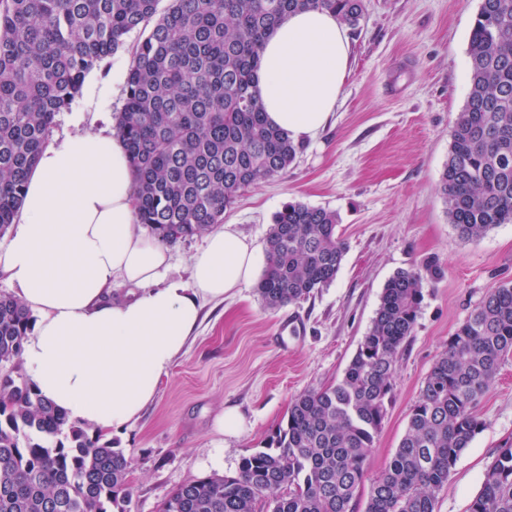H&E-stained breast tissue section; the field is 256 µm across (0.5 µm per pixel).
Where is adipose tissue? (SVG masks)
<instances>
[{
  "mask_svg": "<svg viewBox=\"0 0 512 512\" xmlns=\"http://www.w3.org/2000/svg\"><path fill=\"white\" fill-rule=\"evenodd\" d=\"M351 45L326 9L291 13L268 37L257 74L267 120L297 142L326 125ZM134 173L122 139L84 128L47 145L31 171L0 273L35 321L23 368L70 420L113 435L133 426L183 352L202 303L262 275L266 256L232 225L194 256L190 281L171 278L166 247L136 222ZM136 287L111 299L114 281Z\"/></svg>",
  "mask_w": 512,
  "mask_h": 512,
  "instance_id": "obj_1",
  "label": "adipose tissue"
}]
</instances>
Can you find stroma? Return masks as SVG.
Wrapping results in <instances>:
<instances>
[{
	"label": "stroma",
	"mask_w": 512,
	"mask_h": 512,
	"mask_svg": "<svg viewBox=\"0 0 512 512\" xmlns=\"http://www.w3.org/2000/svg\"><path fill=\"white\" fill-rule=\"evenodd\" d=\"M349 29L352 58L325 128L302 143L288 172L260 182L224 215L265 244L274 215L291 202L336 211L346 252L328 287L271 310L255 286L203 303L185 352L138 422L113 435L132 461L128 512H156L181 484L233 475L264 446L298 394L336 383L369 329L387 280L435 260L442 276L423 286L414 330L397 363L392 400L367 461L377 473L407 428L422 384L448 338L495 284L512 281V224L458 238L439 183L450 131L469 93L468 43L480 0H364ZM131 55L120 49L87 75L81 94L55 117L50 141L92 125L115 131ZM236 409L234 435L214 419ZM485 422L440 490L435 512H469L484 473L512 437V357L477 408Z\"/></svg>",
	"instance_id": "35a3bbf8"
}]
</instances>
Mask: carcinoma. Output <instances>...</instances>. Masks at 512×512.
I'll return each instance as SVG.
<instances>
[{"label":"carcinoma","mask_w":512,"mask_h":512,"mask_svg":"<svg viewBox=\"0 0 512 512\" xmlns=\"http://www.w3.org/2000/svg\"><path fill=\"white\" fill-rule=\"evenodd\" d=\"M0 0V236L17 217L27 177L57 113L134 31L117 135L135 173L137 223L164 243L224 223L238 197L282 175L300 153L269 125L254 84L264 39L288 14L333 10L346 25L364 0ZM470 90L450 136L441 194L462 240L512 224V0H480L468 45ZM336 212L291 202L274 216L265 307L309 298L334 281L345 243ZM425 262L386 282L343 377L297 395L266 446L238 473L188 481L158 512H435L437 495L484 426L476 408L512 357V281L490 288L448 338L398 448L376 475L367 461L411 336ZM33 318L0 294V512H127L130 460L69 421L22 374ZM469 512H512V439L500 446Z\"/></svg>","instance_id":"cac0c4a2"}]
</instances>
